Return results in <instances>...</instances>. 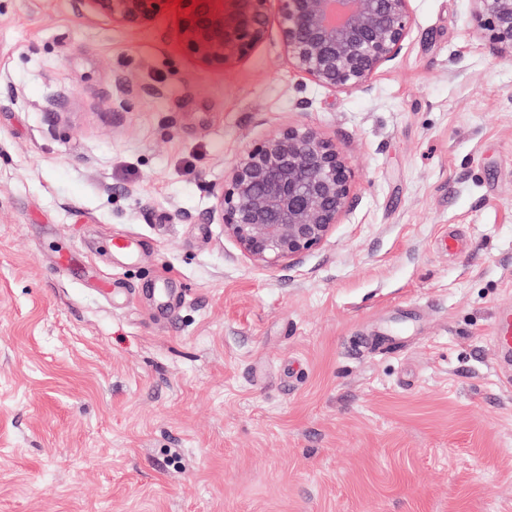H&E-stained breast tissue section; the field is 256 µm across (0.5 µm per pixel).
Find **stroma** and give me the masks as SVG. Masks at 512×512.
<instances>
[{"instance_id":"1","label":"stroma","mask_w":512,"mask_h":512,"mask_svg":"<svg viewBox=\"0 0 512 512\" xmlns=\"http://www.w3.org/2000/svg\"><path fill=\"white\" fill-rule=\"evenodd\" d=\"M410 9L397 57L342 92L296 68L277 0L222 68L171 10L126 28L0 0V512H512V361L490 341L512 307V56L468 0ZM288 125L354 178L322 244L268 268L216 193Z\"/></svg>"}]
</instances>
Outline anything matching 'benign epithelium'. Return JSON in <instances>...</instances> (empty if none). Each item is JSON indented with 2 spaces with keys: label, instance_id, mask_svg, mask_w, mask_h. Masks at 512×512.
Here are the masks:
<instances>
[{
  "label": "benign epithelium",
  "instance_id": "obj_1",
  "mask_svg": "<svg viewBox=\"0 0 512 512\" xmlns=\"http://www.w3.org/2000/svg\"><path fill=\"white\" fill-rule=\"evenodd\" d=\"M167 0H76L78 11L125 27L152 22ZM410 0H278L296 66L316 84L363 91L396 58L412 23ZM473 19L512 54V0H471ZM267 0H205L178 36L199 59L224 66L263 38ZM352 171L317 131L288 125L248 149L217 193L224 231L254 262L276 266L320 245L347 206Z\"/></svg>",
  "mask_w": 512,
  "mask_h": 512
}]
</instances>
